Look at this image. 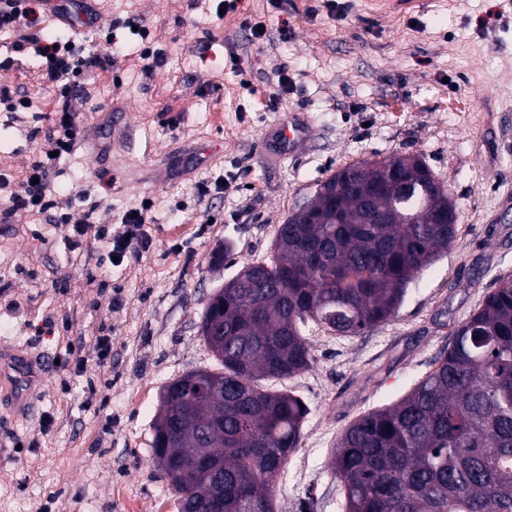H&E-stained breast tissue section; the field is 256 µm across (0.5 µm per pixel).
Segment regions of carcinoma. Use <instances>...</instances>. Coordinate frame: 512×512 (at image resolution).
I'll list each match as a JSON object with an SVG mask.
<instances>
[{"instance_id": "obj_1", "label": "carcinoma", "mask_w": 512, "mask_h": 512, "mask_svg": "<svg viewBox=\"0 0 512 512\" xmlns=\"http://www.w3.org/2000/svg\"><path fill=\"white\" fill-rule=\"evenodd\" d=\"M407 167L414 190L377 189ZM288 214L267 261L214 292L200 335L221 370L165 384L153 460L178 512H274L270 489L307 409L262 387L307 369L311 329L349 336L388 321L418 273L457 235L443 183L418 155L363 160L317 183ZM318 251L322 264L309 263ZM333 467L345 512H512V274L456 329L400 400L344 432Z\"/></svg>"}]
</instances>
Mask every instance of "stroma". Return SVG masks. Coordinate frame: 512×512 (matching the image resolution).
Here are the masks:
<instances>
[{
  "label": "stroma",
  "instance_id": "1",
  "mask_svg": "<svg viewBox=\"0 0 512 512\" xmlns=\"http://www.w3.org/2000/svg\"><path fill=\"white\" fill-rule=\"evenodd\" d=\"M338 3L333 15L324 0H286L281 12L240 0L220 17L213 0H98L95 27L74 31L110 64L76 79L82 135L49 170L57 206L0 223V345L46 363L30 416L0 409V512H178L152 461L160 389L214 367L199 336L209 296L267 258L295 200L350 163L420 156L445 184L458 232L388 322L352 336L313 330L309 368L276 382L308 414L273 483L275 512H344L331 461L345 430L419 381L512 273V0ZM128 18L163 66L149 68L130 29L114 30ZM254 22L264 39L251 38ZM15 40L0 32V81L32 102L0 101V173L16 187L45 157L59 90ZM282 69L292 86L271 110ZM295 113L310 137L285 155L263 150ZM197 147L210 155L200 167ZM225 177L235 190L214 192ZM146 200L149 251L111 264L110 236ZM220 247L224 263L211 265ZM103 336L112 349L101 363ZM69 350L84 371L58 365Z\"/></svg>",
  "mask_w": 512,
  "mask_h": 512
}]
</instances>
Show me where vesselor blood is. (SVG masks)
<instances>
[{"instance_id":"obj_1","label":"vessel or blood","mask_w":512,"mask_h":512,"mask_svg":"<svg viewBox=\"0 0 512 512\" xmlns=\"http://www.w3.org/2000/svg\"><path fill=\"white\" fill-rule=\"evenodd\" d=\"M283 149H290L307 134L303 119L294 117L277 129ZM43 376L41 362L22 349L13 346L0 348V404L9 406L16 414L28 410V392Z\"/></svg>"}]
</instances>
